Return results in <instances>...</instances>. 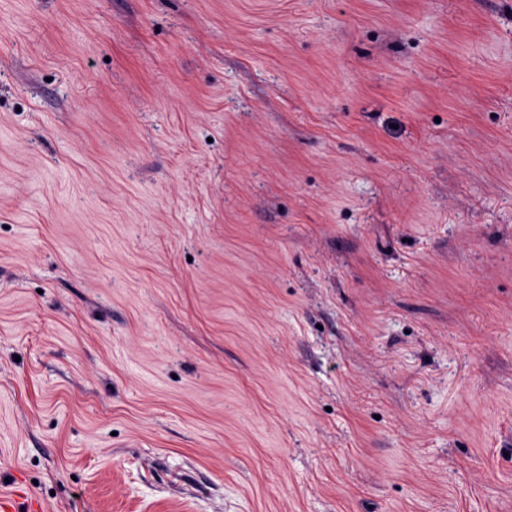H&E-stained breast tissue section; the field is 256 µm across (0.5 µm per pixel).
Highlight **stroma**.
Returning a JSON list of instances; mask_svg holds the SVG:
<instances>
[{
	"mask_svg": "<svg viewBox=\"0 0 512 512\" xmlns=\"http://www.w3.org/2000/svg\"><path fill=\"white\" fill-rule=\"evenodd\" d=\"M0 490L512 512V0H0Z\"/></svg>",
	"mask_w": 512,
	"mask_h": 512,
	"instance_id": "obj_1",
	"label": "stroma"
}]
</instances>
